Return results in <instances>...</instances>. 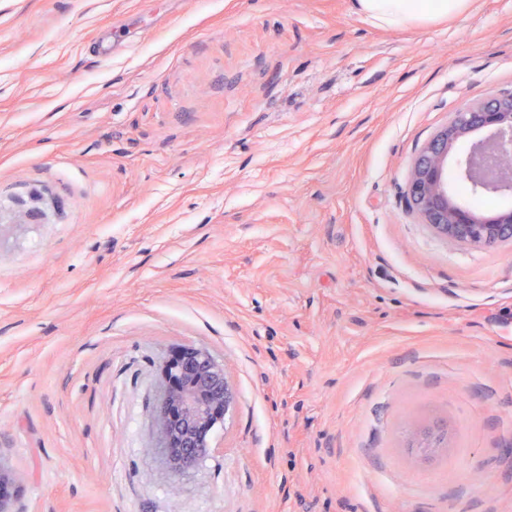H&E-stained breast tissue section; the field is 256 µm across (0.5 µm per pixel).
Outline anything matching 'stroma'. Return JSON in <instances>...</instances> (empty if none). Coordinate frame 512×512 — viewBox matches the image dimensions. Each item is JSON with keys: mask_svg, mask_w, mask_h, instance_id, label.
Here are the masks:
<instances>
[{"mask_svg": "<svg viewBox=\"0 0 512 512\" xmlns=\"http://www.w3.org/2000/svg\"><path fill=\"white\" fill-rule=\"evenodd\" d=\"M512 92V0H0V455L17 512H512V245L411 163ZM238 392L172 477L166 356ZM436 436L421 445L425 432ZM473 0H355L357 14L387 28L437 23L467 12Z\"/></svg>", "mask_w": 512, "mask_h": 512, "instance_id": "stroma-1", "label": "stroma"}]
</instances>
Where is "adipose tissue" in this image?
<instances>
[{
	"instance_id": "adipose-tissue-1",
	"label": "adipose tissue",
	"mask_w": 512,
	"mask_h": 512,
	"mask_svg": "<svg viewBox=\"0 0 512 512\" xmlns=\"http://www.w3.org/2000/svg\"><path fill=\"white\" fill-rule=\"evenodd\" d=\"M473 0H355L357 14L387 28L448 20L467 12Z\"/></svg>"
}]
</instances>
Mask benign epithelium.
Segmentation results:
<instances>
[{
	"instance_id": "obj_1",
	"label": "benign epithelium",
	"mask_w": 512,
	"mask_h": 512,
	"mask_svg": "<svg viewBox=\"0 0 512 512\" xmlns=\"http://www.w3.org/2000/svg\"><path fill=\"white\" fill-rule=\"evenodd\" d=\"M476 196L512 197V93L455 113L415 156L406 185L409 208L438 237L463 246L512 245V207L485 213L458 198V184ZM154 447L175 476L209 452L214 428L230 419L237 393L224 366L205 350L182 348L159 368ZM16 475L0 456V512H15Z\"/></svg>"
}]
</instances>
